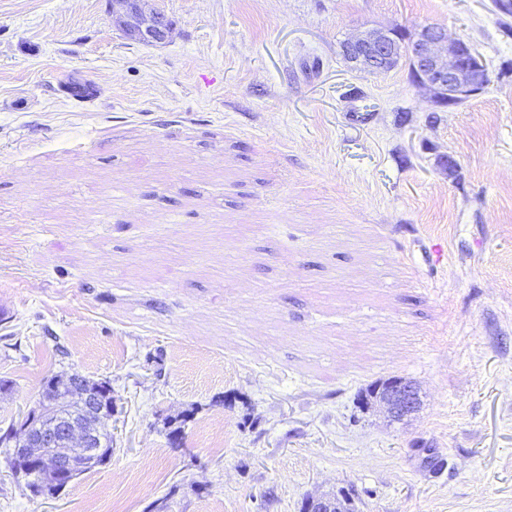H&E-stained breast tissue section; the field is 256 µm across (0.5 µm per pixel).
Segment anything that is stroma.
<instances>
[{
	"mask_svg": "<svg viewBox=\"0 0 512 512\" xmlns=\"http://www.w3.org/2000/svg\"><path fill=\"white\" fill-rule=\"evenodd\" d=\"M149 5L164 42L110 0H0V430L53 374L112 386L111 459L53 497L0 459V512H300L343 487L357 512H512V13ZM427 24L483 93L441 108L407 65L342 57ZM394 376L414 413L359 407ZM141 0H113L112 19L130 36L145 42H161L169 34L168 24L163 14L151 12ZM398 47L392 30L370 29L345 41L341 48L354 68L374 74L396 60Z\"/></svg>",
	"mask_w": 512,
	"mask_h": 512,
	"instance_id": "stroma-1",
	"label": "stroma"
}]
</instances>
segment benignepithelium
<instances>
[{
    "label": "benign epithelium",
    "mask_w": 512,
    "mask_h": 512,
    "mask_svg": "<svg viewBox=\"0 0 512 512\" xmlns=\"http://www.w3.org/2000/svg\"><path fill=\"white\" fill-rule=\"evenodd\" d=\"M112 17L118 20L125 33L145 42H161L170 31L163 14L150 11L141 0H112ZM342 52L353 67L374 74L385 63L396 60L398 44L392 31L370 29L345 41ZM410 54L417 83L436 100L446 97L458 102L479 95L486 88L481 77L484 66L480 59L464 41L448 42L447 30L440 25L422 27L412 42ZM373 401L382 406L392 419L399 420L417 410L419 393L412 384L401 381L374 394ZM57 430L55 423L33 427L31 419L27 418L13 428L11 439L30 458L39 460L43 448L55 439ZM64 436L70 459L61 461L58 467L68 471L76 465L75 459L84 454V449L90 447L91 439L90 432L77 423L65 427ZM302 510L340 512V505L331 497H311L304 500Z\"/></svg>",
    "instance_id": "7a95c632"
}]
</instances>
